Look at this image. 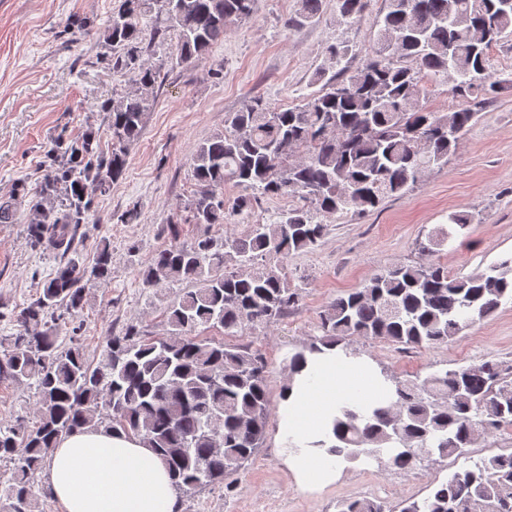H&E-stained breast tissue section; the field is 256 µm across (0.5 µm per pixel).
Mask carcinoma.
<instances>
[{"instance_id":"obj_1","label":"carcinoma","mask_w":512,"mask_h":512,"mask_svg":"<svg viewBox=\"0 0 512 512\" xmlns=\"http://www.w3.org/2000/svg\"><path fill=\"white\" fill-rule=\"evenodd\" d=\"M386 13L361 67L341 68L295 108L260 99L229 113L223 131L198 145L184 203V221L226 224L252 206L251 198L224 199L234 183L266 195L293 194L304 201L273 224H252L246 234H208L185 246L160 250L142 272L146 285H190L166 311V332L131 326L106 341L92 365L76 344L64 349L57 328L86 302L83 280L109 279V246L89 266L74 260L57 268L42 292L11 313L17 332L5 338L0 381L33 382L38 421L0 426V461L13 464L0 488V512H35L30 481L55 443L103 427L143 439L163 461L179 490L225 483L261 448L271 402L267 363L249 348L215 341L201 328L235 336L247 325H270L299 300L277 266L257 257L282 258L317 243L324 216H364L401 196L448 156L476 118V105L494 98L489 52L512 37V0H385ZM255 0H123L109 20L105 43L112 74L132 87L112 96L106 135L88 130L64 151L44 188L66 189L63 209L29 226L30 242L67 256L91 209L126 171L127 147L145 127V112L164 78L147 52L175 40L178 61L190 63L224 41L226 27L249 18ZM323 0H300L299 18L320 16ZM366 0H336L342 20L364 12ZM441 76L459 98L452 112L427 109V86ZM472 223L453 214L448 227L429 234L419 249L432 254ZM512 301V257L470 276L452 277L438 264L400 265L374 275L332 301L320 315L322 335L308 351L339 347L353 338L409 348L445 344L464 328ZM384 404L346 409L333 425L327 452L345 461L367 457L409 470L417 462L461 455L480 436L512 426V368L493 361L435 371L413 379L387 378ZM338 512H393L384 502L357 498ZM400 512H512V452L496 454L433 483L429 494L406 501Z\"/></svg>"}]
</instances>
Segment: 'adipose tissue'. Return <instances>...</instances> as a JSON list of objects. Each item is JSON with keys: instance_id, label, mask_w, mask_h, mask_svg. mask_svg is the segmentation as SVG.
<instances>
[{"instance_id": "ef3b65f1", "label": "adipose tissue", "mask_w": 512, "mask_h": 512, "mask_svg": "<svg viewBox=\"0 0 512 512\" xmlns=\"http://www.w3.org/2000/svg\"><path fill=\"white\" fill-rule=\"evenodd\" d=\"M390 384L365 358L325 351L306 357L280 401V439L301 444L288 468L303 481L332 478L324 444L341 408L384 398ZM53 498L61 512H179L163 462L139 437L102 429L62 437L51 457Z\"/></svg>"}]
</instances>
